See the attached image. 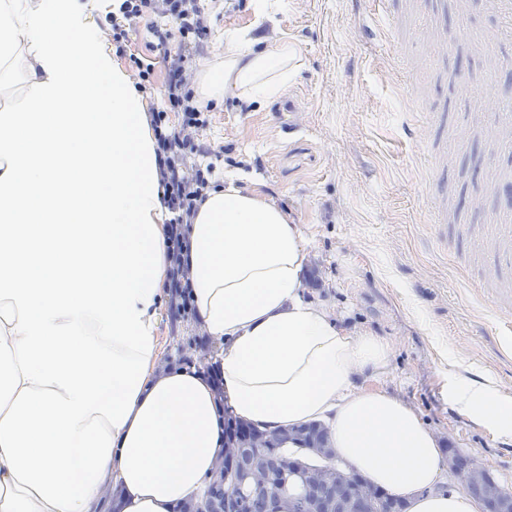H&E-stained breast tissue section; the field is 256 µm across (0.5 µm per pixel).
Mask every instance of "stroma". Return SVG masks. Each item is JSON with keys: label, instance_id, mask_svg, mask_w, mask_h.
Here are the masks:
<instances>
[{"label": "stroma", "instance_id": "1", "mask_svg": "<svg viewBox=\"0 0 512 512\" xmlns=\"http://www.w3.org/2000/svg\"><path fill=\"white\" fill-rule=\"evenodd\" d=\"M209 33L192 50L208 60L225 30L294 42L299 66L287 92L262 105L237 94L211 106L199 143L221 149L216 175L243 170L246 189L266 194L310 240L306 296L352 331L396 340L387 389L437 434L444 457L467 456L512 490V443L452 412L437 380L440 339L494 369L512 391V269L481 258L494 224L512 225V203L487 170L512 177V136L490 144L492 118L477 95L494 87L512 109V42L486 54L498 17L488 0H388L377 39L361 37L362 0H279L266 18L250 0H202ZM157 46L152 17L128 32L116 62L138 78L142 99L165 92L164 51L183 38L168 24ZM413 61L404 77L388 50ZM157 335L167 364L206 370L221 350L194 312L164 301Z\"/></svg>", "mask_w": 512, "mask_h": 512}]
</instances>
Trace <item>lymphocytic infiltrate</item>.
<instances>
[{"mask_svg":"<svg viewBox=\"0 0 512 512\" xmlns=\"http://www.w3.org/2000/svg\"><path fill=\"white\" fill-rule=\"evenodd\" d=\"M153 14L176 22L182 36L202 40L208 34L203 9L199 0H123L119 13L109 14L114 41H122L127 29L144 15ZM166 94L162 107L153 109L149 121L157 137L160 183L163 202L170 212L167 234V288L179 310H186L191 298L189 267L183 252L187 247L189 225L197 206L205 198L208 176L213 166L188 163L189 155L199 154L195 140L208 125V118L193 105L189 89L191 79L190 57L185 53L166 56ZM182 109L179 125L166 122L169 111Z\"/></svg>","mask_w":512,"mask_h":512,"instance_id":"lymphocytic-infiltrate-1","label":"lymphocytic infiltrate"}]
</instances>
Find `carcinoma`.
<instances>
[{
	"label": "carcinoma",
	"instance_id": "carcinoma-1",
	"mask_svg": "<svg viewBox=\"0 0 512 512\" xmlns=\"http://www.w3.org/2000/svg\"><path fill=\"white\" fill-rule=\"evenodd\" d=\"M329 442L327 429L320 423H308L292 436V447L270 451L265 448L244 447L234 466L236 476L253 467L262 466L275 480L283 483L288 491V512H320L319 506L327 501H345L343 512H404L402 501L379 489L376 496L363 499L350 490L351 482L342 481L334 486H310L303 482L308 468L318 462L330 463L324 451ZM241 512H269L264 496L252 489L244 491Z\"/></svg>",
	"mask_w": 512,
	"mask_h": 512
}]
</instances>
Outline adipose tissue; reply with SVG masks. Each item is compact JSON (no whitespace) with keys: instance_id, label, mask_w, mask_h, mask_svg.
I'll list each match as a JSON object with an SVG mask.
<instances>
[{"instance_id":"obj_1","label":"adipose tissue","mask_w":512,"mask_h":512,"mask_svg":"<svg viewBox=\"0 0 512 512\" xmlns=\"http://www.w3.org/2000/svg\"><path fill=\"white\" fill-rule=\"evenodd\" d=\"M99 0H0V512H178L224 446V411L262 429L327 422L332 448L407 512H483L438 487L444 457L384 385L396 344L304 295L309 241L244 172L206 190L189 230L192 304L223 342L221 389L165 365L167 269L156 140L103 35ZM299 51L225 31L199 101L283 94ZM448 405L512 441V392L442 350Z\"/></svg>"}]
</instances>
